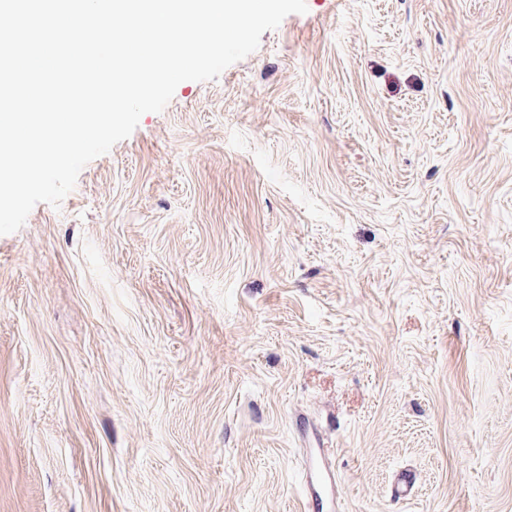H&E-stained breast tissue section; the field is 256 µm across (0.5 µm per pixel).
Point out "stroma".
<instances>
[{
  "label": "stroma",
  "mask_w": 512,
  "mask_h": 512,
  "mask_svg": "<svg viewBox=\"0 0 512 512\" xmlns=\"http://www.w3.org/2000/svg\"><path fill=\"white\" fill-rule=\"evenodd\" d=\"M306 5L0 235V512H512V0ZM333 456L328 448H308L302 464L305 512H324L325 508L340 510Z\"/></svg>",
  "instance_id": "obj_1"
}]
</instances>
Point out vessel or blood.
I'll list each match as a JSON object with an SVG mask.
<instances>
[{
	"mask_svg": "<svg viewBox=\"0 0 512 512\" xmlns=\"http://www.w3.org/2000/svg\"><path fill=\"white\" fill-rule=\"evenodd\" d=\"M302 467L304 512H338V477L329 449H308Z\"/></svg>",
	"mask_w": 512,
	"mask_h": 512,
	"instance_id": "vessel-or-blood-1",
	"label": "vessel or blood"
}]
</instances>
